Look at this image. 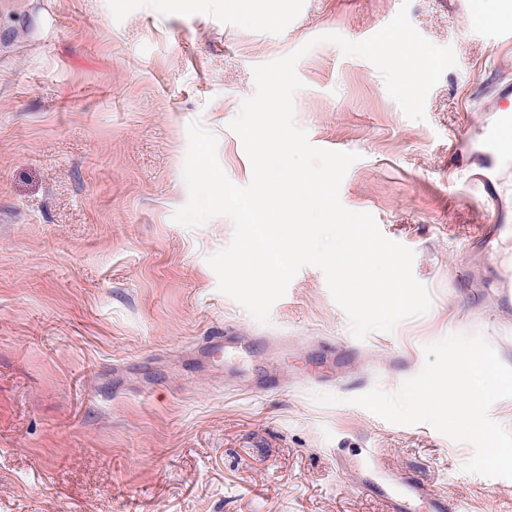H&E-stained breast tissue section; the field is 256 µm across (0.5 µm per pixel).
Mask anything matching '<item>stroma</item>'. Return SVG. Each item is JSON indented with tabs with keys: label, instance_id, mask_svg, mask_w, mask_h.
<instances>
[{
	"label": "stroma",
	"instance_id": "1",
	"mask_svg": "<svg viewBox=\"0 0 512 512\" xmlns=\"http://www.w3.org/2000/svg\"><path fill=\"white\" fill-rule=\"evenodd\" d=\"M276 25L245 23L235 0H10L0 5V512H384L338 466L387 449L464 512H504L512 480L463 471L472 449L427 424L322 405L298 381L312 347L350 349L337 375L395 392L426 345L484 335L512 366V324L457 281L484 201L452 140L479 118L512 16L482 0H262ZM456 64L406 117L368 60L319 35L365 40L399 12ZM295 123L313 146L358 154L342 204L414 253L430 310L357 340L321 269L301 268L254 320L218 290L208 257L232 240L216 217L174 212L187 126L218 138L228 178L250 160L230 129L253 68L304 43ZM225 325L294 341L291 383L261 396L188 354Z\"/></svg>",
	"mask_w": 512,
	"mask_h": 512
}]
</instances>
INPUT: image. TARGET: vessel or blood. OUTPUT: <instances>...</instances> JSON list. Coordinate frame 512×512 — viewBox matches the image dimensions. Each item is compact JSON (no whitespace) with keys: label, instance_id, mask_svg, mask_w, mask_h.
I'll list each match as a JSON object with an SVG mask.
<instances>
[{"label":"vessel or blood","instance_id":"obj_1","mask_svg":"<svg viewBox=\"0 0 512 512\" xmlns=\"http://www.w3.org/2000/svg\"><path fill=\"white\" fill-rule=\"evenodd\" d=\"M485 114L482 127L475 129L467 151L468 180L476 184L488 203L486 224L468 244L470 266L467 282L473 288L494 287L502 311L512 310V80L497 82L480 103ZM260 346L280 355L288 353L284 336H246L222 331L209 336L195 348L207 360H221L225 367L245 373L244 349ZM363 490L376 493L384 512H414L426 506L428 512H460L456 500L437 494L422 475L397 477L388 466L384 449L366 448L349 465Z\"/></svg>","mask_w":512,"mask_h":512}]
</instances>
